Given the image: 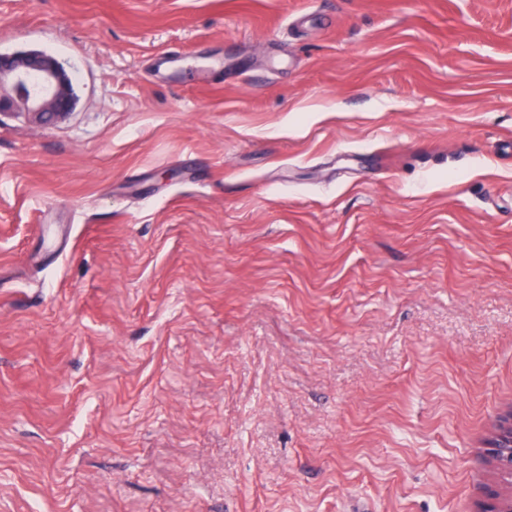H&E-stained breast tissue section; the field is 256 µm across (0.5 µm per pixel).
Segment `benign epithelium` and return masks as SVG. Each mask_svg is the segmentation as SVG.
<instances>
[{"instance_id":"1","label":"benign epithelium","mask_w":512,"mask_h":512,"mask_svg":"<svg viewBox=\"0 0 512 512\" xmlns=\"http://www.w3.org/2000/svg\"><path fill=\"white\" fill-rule=\"evenodd\" d=\"M74 106L71 82L66 71L51 56L21 53L0 57V112H19L40 126H49L70 114ZM512 410L492 424L485 464L512 480ZM493 503L476 512H512L508 497L488 487Z\"/></svg>"}]
</instances>
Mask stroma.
<instances>
[{
    "instance_id": "1",
    "label": "stroma",
    "mask_w": 512,
    "mask_h": 512,
    "mask_svg": "<svg viewBox=\"0 0 512 512\" xmlns=\"http://www.w3.org/2000/svg\"><path fill=\"white\" fill-rule=\"evenodd\" d=\"M0 512H473L512 410V0H0ZM74 106L66 71L51 56L21 53L0 57V112H19L49 126Z\"/></svg>"
}]
</instances>
